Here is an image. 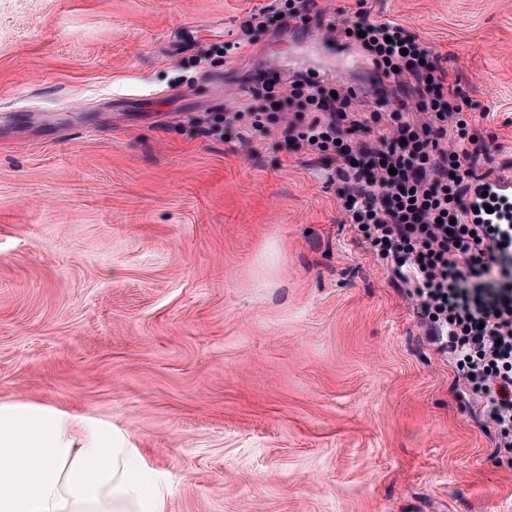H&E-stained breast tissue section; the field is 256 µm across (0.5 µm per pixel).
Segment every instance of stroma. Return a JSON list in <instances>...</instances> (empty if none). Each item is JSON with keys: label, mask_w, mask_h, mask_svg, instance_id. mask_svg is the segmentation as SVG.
<instances>
[{"label": "stroma", "mask_w": 512, "mask_h": 512, "mask_svg": "<svg viewBox=\"0 0 512 512\" xmlns=\"http://www.w3.org/2000/svg\"><path fill=\"white\" fill-rule=\"evenodd\" d=\"M276 4L0 0V402L126 433L167 512H512V447L350 224L335 155L292 139L311 110L253 93L310 67L372 109ZM308 9L417 34L475 172L512 162V0Z\"/></svg>", "instance_id": "stroma-1"}]
</instances>
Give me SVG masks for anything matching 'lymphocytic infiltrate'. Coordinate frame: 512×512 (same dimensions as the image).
<instances>
[{
  "mask_svg": "<svg viewBox=\"0 0 512 512\" xmlns=\"http://www.w3.org/2000/svg\"><path fill=\"white\" fill-rule=\"evenodd\" d=\"M327 38L369 57L375 67L373 122L378 144L352 141L348 112L357 97L343 89L327 104L322 86L292 75V95L318 116L300 140L342 161L341 208L366 242L390 257L394 275L409 282L429 337L447 351L466 385L485 396L489 420L512 446V214L497 199L471 200L472 155L439 142L447 133L466 140L469 123L451 108L428 43L406 26L367 15Z\"/></svg>",
  "mask_w": 512,
  "mask_h": 512,
  "instance_id": "lymphocytic-infiltrate-1",
  "label": "lymphocytic infiltrate"
}]
</instances>
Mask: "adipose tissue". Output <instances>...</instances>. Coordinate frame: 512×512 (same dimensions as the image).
Masks as SVG:
<instances>
[{"label":"adipose tissue","mask_w":512,"mask_h":512,"mask_svg":"<svg viewBox=\"0 0 512 512\" xmlns=\"http://www.w3.org/2000/svg\"><path fill=\"white\" fill-rule=\"evenodd\" d=\"M168 495L110 426L0 403V512H166Z\"/></svg>","instance_id":"ef3b65f1"}]
</instances>
